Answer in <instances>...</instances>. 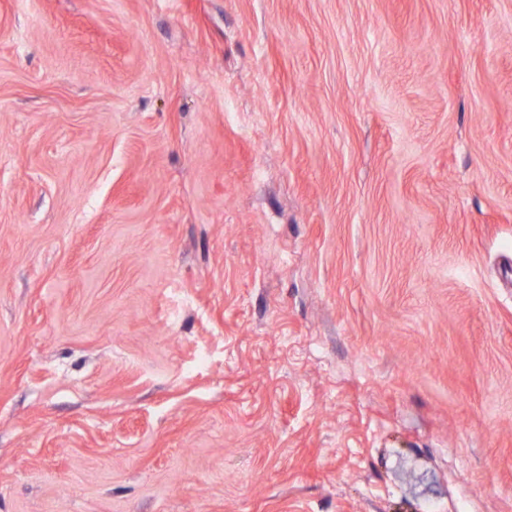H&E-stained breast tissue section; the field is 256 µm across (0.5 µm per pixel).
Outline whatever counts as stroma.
I'll return each mask as SVG.
<instances>
[{"label":"stroma","mask_w":512,"mask_h":512,"mask_svg":"<svg viewBox=\"0 0 512 512\" xmlns=\"http://www.w3.org/2000/svg\"><path fill=\"white\" fill-rule=\"evenodd\" d=\"M512 512V0H0V512Z\"/></svg>","instance_id":"1"}]
</instances>
